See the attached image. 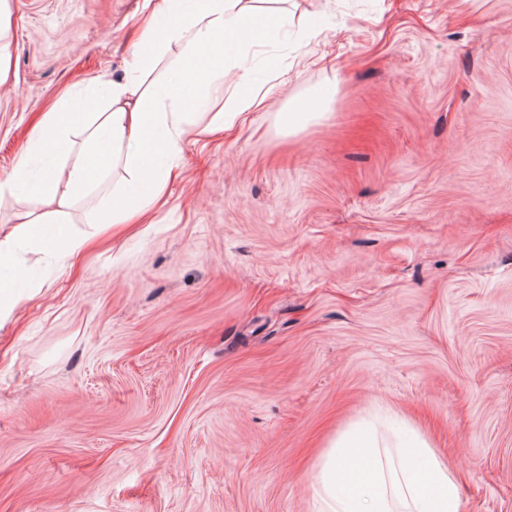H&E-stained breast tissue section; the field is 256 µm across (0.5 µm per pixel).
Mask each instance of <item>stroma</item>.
<instances>
[{
  "mask_svg": "<svg viewBox=\"0 0 512 512\" xmlns=\"http://www.w3.org/2000/svg\"><path fill=\"white\" fill-rule=\"evenodd\" d=\"M224 71L152 221L0 326V512H317L329 441L418 429L463 512H512V0H288ZM151 0H7L0 183L63 94L124 81ZM185 43L144 68L150 87ZM332 85L327 114L281 112ZM64 204L72 234L106 213Z\"/></svg>",
  "mask_w": 512,
  "mask_h": 512,
  "instance_id": "obj_1",
  "label": "stroma"
}]
</instances>
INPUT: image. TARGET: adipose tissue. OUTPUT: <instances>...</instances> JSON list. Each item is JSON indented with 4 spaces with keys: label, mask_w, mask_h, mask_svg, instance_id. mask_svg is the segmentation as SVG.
Returning a JSON list of instances; mask_svg holds the SVG:
<instances>
[{
    "label": "adipose tissue",
    "mask_w": 512,
    "mask_h": 512,
    "mask_svg": "<svg viewBox=\"0 0 512 512\" xmlns=\"http://www.w3.org/2000/svg\"><path fill=\"white\" fill-rule=\"evenodd\" d=\"M240 0H158L143 30L130 69L138 72L160 45L189 39L190 67L147 91L134 78L95 82L83 102H63L47 113L44 127L28 148L41 158L34 171L21 167L9 191L23 198L61 196L77 199L104 184L112 186V221L131 223L147 214L164 194L167 171L161 159H174L188 136L199 134L196 106L223 97L224 87L211 68L240 56L273 31L288 27L287 13L257 6L242 11ZM81 143H74L73 135ZM35 240L43 251L80 254L88 237L65 229L41 231L29 223L20 234L0 238V322L22 300L31 280L18 266L21 240ZM319 512H462L456 476L431 445L416 434L396 452L382 448L370 427L354 425L323 452L315 474Z\"/></svg>",
    "instance_id": "obj_1"
}]
</instances>
